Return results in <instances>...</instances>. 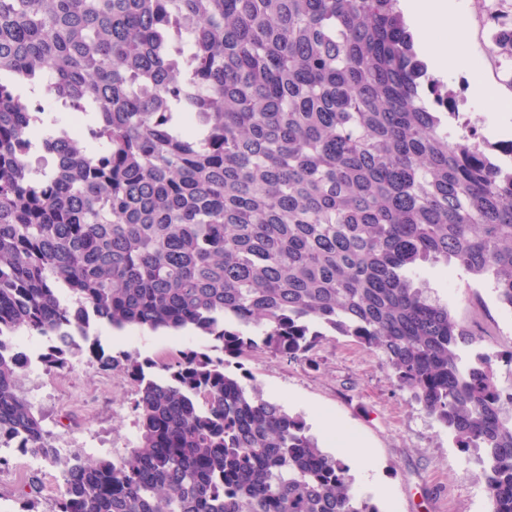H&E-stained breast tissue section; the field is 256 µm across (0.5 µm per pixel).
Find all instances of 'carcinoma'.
Returning <instances> with one entry per match:
<instances>
[{
	"label": "carcinoma",
	"mask_w": 512,
	"mask_h": 512,
	"mask_svg": "<svg viewBox=\"0 0 512 512\" xmlns=\"http://www.w3.org/2000/svg\"><path fill=\"white\" fill-rule=\"evenodd\" d=\"M398 2L0 0V448L58 468L46 512H379L303 418L194 350L90 346L135 383L137 440L62 453L9 340L54 337L61 370L93 322L314 367L352 336L512 512V384L417 284L442 263L512 311V166L448 130Z\"/></svg>",
	"instance_id": "cac0c4a2"
}]
</instances>
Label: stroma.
<instances>
[{
	"instance_id": "stroma-1",
	"label": "stroma",
	"mask_w": 512,
	"mask_h": 512,
	"mask_svg": "<svg viewBox=\"0 0 512 512\" xmlns=\"http://www.w3.org/2000/svg\"><path fill=\"white\" fill-rule=\"evenodd\" d=\"M469 33V68L445 75L456 101L448 123L460 134L476 129L488 143L512 139L500 132L502 104H512V49L499 46L503 23L512 22V0H456ZM479 76L490 98L477 97L472 76ZM431 295L447 303L451 316L479 339L464 351L497 354L512 347V311L497 302L490 286L441 264L421 272ZM89 343L112 355L156 361L184 349L206 350L211 342L195 334L129 330L113 335L109 326L91 328ZM52 341L29 336L22 348L28 364L21 387L56 447L83 458L116 456L135 439L133 387L118 371L103 372L89 362L88 351L69 359L61 371L42 360ZM318 368L265 351L230 359L229 368L247 384L258 385L266 400L303 418L325 451L350 468L358 495L372 496L379 512H490L483 466L476 454L462 452L453 435L430 418L408 393L398 390L380 354L354 338L333 336L317 351ZM349 439L336 444L337 435ZM7 487L10 512H18L29 480H37L39 499L48 502L61 480L50 464L35 465L12 453Z\"/></svg>"
}]
</instances>
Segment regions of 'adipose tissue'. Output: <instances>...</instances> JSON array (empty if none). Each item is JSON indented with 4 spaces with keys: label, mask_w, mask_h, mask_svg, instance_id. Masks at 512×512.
Listing matches in <instances>:
<instances>
[{
    "label": "adipose tissue",
    "mask_w": 512,
    "mask_h": 512,
    "mask_svg": "<svg viewBox=\"0 0 512 512\" xmlns=\"http://www.w3.org/2000/svg\"><path fill=\"white\" fill-rule=\"evenodd\" d=\"M405 15L417 26L418 48L434 75L468 66L464 21L455 0H401Z\"/></svg>",
    "instance_id": "obj_1"
}]
</instances>
